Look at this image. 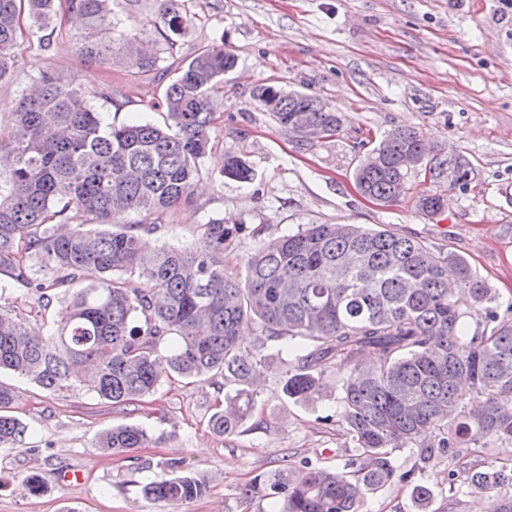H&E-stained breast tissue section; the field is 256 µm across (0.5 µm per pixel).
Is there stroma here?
Returning <instances> with one entry per match:
<instances>
[{
    "label": "stroma",
    "instance_id": "stroma-1",
    "mask_svg": "<svg viewBox=\"0 0 512 512\" xmlns=\"http://www.w3.org/2000/svg\"><path fill=\"white\" fill-rule=\"evenodd\" d=\"M56 4L52 51L26 43L17 53L0 94V133L10 126L16 99L44 71L96 93V106L115 123L143 116L163 122L156 104L165 81L119 57L108 67L83 60L77 43L87 22L75 20L66 0ZM154 11V0H117L115 34L158 40ZM182 11L189 24L166 50V64L221 46L237 66L214 96L219 118L192 200L164 215L160 243L193 247L208 218H224L242 228L224 246V266L236 273L263 241L305 224L392 228L460 254L501 301L512 300V0H182ZM261 85L328 103L343 119L341 130L308 140L281 128L254 98ZM105 89L112 101L99 98ZM397 127L423 133L435 154L470 162L467 189L434 183L448 193L441 214L415 210L426 188L419 175L391 206L372 203L356 188V168ZM230 154L247 157L252 182L225 176ZM283 370L272 366L255 388V410L231 435L210 423L224 407L220 382L173 376L155 393L117 406L77 385L52 392L0 373V384L15 394L13 414L27 427L23 442L0 447V512H267V502L242 494L255 476L304 460L340 466L350 455L340 427L326 420L339 409L337 381L346 368H328L321 398L297 402L281 392ZM119 424L144 428L147 443L102 453L98 435ZM391 460L400 472L422 467L435 491L429 512H490L488 495L451 489L448 473L491 464L511 472L512 447L484 438L426 465L409 448ZM169 466L203 476L208 493L174 506L146 501L139 482ZM67 471L82 472V480H63ZM31 476L40 479V494L26 489ZM359 512L416 509L408 487L394 479L368 494Z\"/></svg>",
    "mask_w": 512,
    "mask_h": 512
}]
</instances>
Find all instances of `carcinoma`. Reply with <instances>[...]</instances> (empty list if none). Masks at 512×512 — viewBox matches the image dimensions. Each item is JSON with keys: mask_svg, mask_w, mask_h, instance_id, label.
Masks as SVG:
<instances>
[{"mask_svg": "<svg viewBox=\"0 0 512 512\" xmlns=\"http://www.w3.org/2000/svg\"><path fill=\"white\" fill-rule=\"evenodd\" d=\"M89 21L80 54L112 66L114 0H68ZM154 27L165 44L180 35L188 18L178 0H158ZM27 5L28 32L19 25ZM55 0H0V81L13 73L17 51L32 39L53 48L47 29ZM126 64L168 78L162 124L108 121L72 82L51 73L32 80L18 100L0 153L10 159L8 188H0V371L21 375L58 391L84 385L101 400L127 404L153 394L162 382L159 351L171 373L205 381L219 376L235 393L212 428L234 433L255 407L253 386L273 366L288 362L282 392L295 401L322 395L323 373L334 360L350 367L340 379L339 427L355 448L343 466L284 468L254 478L248 499L271 500V512H358L365 496L389 482V455L418 450L422 463L469 441L495 438L512 447V301L455 253L391 229L357 224H310L264 242L245 262L244 276L224 268V243L239 229L224 218L202 225L191 249L156 246L162 216L191 200L202 173L215 121L212 93L237 65L222 46L188 64L161 66L163 49L138 34L118 39ZM255 98L283 128L321 137L335 135L342 118L321 100L273 85ZM374 162L354 177L360 191L385 206L409 190L403 171L412 158L448 190L466 188L472 168L462 157L426 156L424 136L394 128L371 150ZM224 174L252 182L246 157L229 155ZM433 191L416 196L427 216L440 212ZM141 219L131 223V214ZM81 216L84 222L73 224ZM84 283L77 290L69 286ZM23 288L41 310L52 301L71 315L43 336L27 331L30 312L4 302ZM484 317L473 333L463 328L470 312ZM261 327V344L276 354L244 346L245 322ZM13 391L0 384V447L20 441L25 426L11 415ZM472 405H467V402ZM146 431L118 425L100 434L106 452L139 448ZM449 484L489 494L493 512H512V476L492 465L465 468ZM419 512H427L432 489L421 470L400 475ZM196 474L154 473L141 485L153 503L175 505L205 495Z\"/></svg>", "mask_w": 512, "mask_h": 512, "instance_id": "1", "label": "carcinoma"}]
</instances>
